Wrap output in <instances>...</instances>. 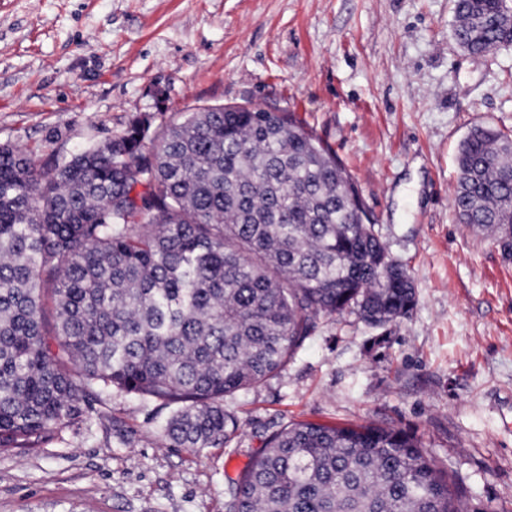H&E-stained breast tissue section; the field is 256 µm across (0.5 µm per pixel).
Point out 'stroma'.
I'll return each mask as SVG.
<instances>
[{
  "instance_id": "obj_1",
  "label": "stroma",
  "mask_w": 512,
  "mask_h": 512,
  "mask_svg": "<svg viewBox=\"0 0 512 512\" xmlns=\"http://www.w3.org/2000/svg\"><path fill=\"white\" fill-rule=\"evenodd\" d=\"M452 18L453 0H0V143L42 164L140 115L295 113L417 292L383 328L320 319L282 371L226 399L243 422L228 448L164 447L155 402L99 393L25 453L0 450V512H226L229 480L291 422L401 430L466 512H512V261L452 207L467 129L512 132V46L468 55Z\"/></svg>"
}]
</instances>
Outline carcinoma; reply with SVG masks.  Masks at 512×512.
Instances as JSON below:
<instances>
[{
	"mask_svg": "<svg viewBox=\"0 0 512 512\" xmlns=\"http://www.w3.org/2000/svg\"><path fill=\"white\" fill-rule=\"evenodd\" d=\"M512 0H454L466 52L512 45ZM452 205L512 259V134L472 125ZM52 289L54 333L42 288ZM393 261L336 154L291 112L213 105L53 155L0 144V449L28 450L99 390L169 410L163 445L229 447L224 399L278 373L321 317H406ZM227 512H463L448 473L394 428L285 425Z\"/></svg>",
	"mask_w": 512,
	"mask_h": 512,
	"instance_id": "carcinoma-1",
	"label": "carcinoma"
}]
</instances>
